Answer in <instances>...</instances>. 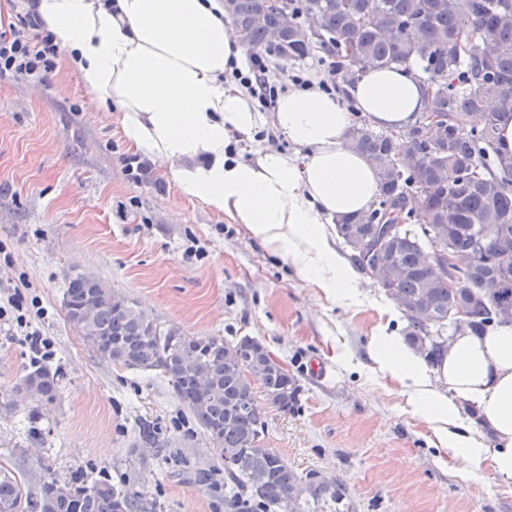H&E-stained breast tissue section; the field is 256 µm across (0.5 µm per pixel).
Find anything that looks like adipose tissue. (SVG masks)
<instances>
[{
  "label": "adipose tissue",
  "mask_w": 512,
  "mask_h": 512,
  "mask_svg": "<svg viewBox=\"0 0 512 512\" xmlns=\"http://www.w3.org/2000/svg\"><path fill=\"white\" fill-rule=\"evenodd\" d=\"M30 8L97 109L116 111L134 154L164 164L184 198L242 225L305 287L347 309L360 305L358 275L331 226L373 209L379 187L348 131L357 115L396 129L421 111L427 76L417 63H367L343 95L294 86L264 112L224 78L246 47L222 0H32ZM270 127L287 150L229 154L230 144ZM370 357L400 385L406 408L432 430L461 480L487 467L512 487V323L456 334L434 367L386 332L373 337ZM467 405L493 432V446L465 423Z\"/></svg>",
  "instance_id": "adipose-tissue-1"
}]
</instances>
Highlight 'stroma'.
Listing matches in <instances>:
<instances>
[{"label":"stroma","mask_w":512,"mask_h":512,"mask_svg":"<svg viewBox=\"0 0 512 512\" xmlns=\"http://www.w3.org/2000/svg\"><path fill=\"white\" fill-rule=\"evenodd\" d=\"M116 118L93 102L58 56L43 82L0 79V286L25 276V298L48 311L34 321L53 345L56 399L0 411V465L38 489L43 468L86 482L109 476L141 494L146 512H228L223 494L196 472L224 479V460L167 380L101 360L68 324L62 299L72 267L132 300L160 330L260 339L296 381L294 412L263 406V443L295 471L341 478L355 512H512V489L491 470L468 482L438 453L431 431L408 412L396 384L375 371L370 342L406 333L404 315L368 277L363 302L343 308L307 288L228 218L183 198L159 163L141 179ZM33 358L0 323V391ZM161 426L166 450L142 446V423Z\"/></svg>","instance_id":"1"}]
</instances>
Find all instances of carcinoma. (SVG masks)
I'll return each instance as SVG.
<instances>
[{"mask_svg":"<svg viewBox=\"0 0 512 512\" xmlns=\"http://www.w3.org/2000/svg\"><path fill=\"white\" fill-rule=\"evenodd\" d=\"M227 14L253 51L300 60L316 48L336 58L341 79L350 84L369 60L383 66L418 59L429 76L424 112L445 120L426 137L423 112L405 127L406 137L376 132L358 124L349 132L352 147L367 156L379 182V207L341 218L337 235L347 244L377 239L383 224H405L421 209L428 223L441 224L442 238L460 265L448 271L427 260L414 233L366 257L351 254L363 272L386 261L401 270L386 294L403 300L409 344L437 362L448 308L469 310L467 329L477 335L502 323L501 305L512 306V154L496 147L500 122L512 115V0H229ZM288 14L281 42L272 33ZM318 16L312 30L309 18ZM485 112L480 127L466 123L472 112ZM483 245H478V236ZM490 283L489 296L471 301L470 289ZM428 310L427 320L412 315ZM63 307L75 332L104 360L126 368L158 371L173 387L195 424L217 432L223 448L224 504L229 512H351L346 484L332 479L327 491L310 471L298 473L262 444L265 421L244 369L259 364V385L268 404L281 413L294 411L299 388L283 367L257 355L260 341L243 336L226 342L216 336H186L171 327L159 339L134 303L112 292L96 277L77 268L65 274ZM60 376L34 365L12 389L0 393V407H17L23 394L52 401ZM144 444L164 447L166 432L146 425ZM0 512H145L140 496L121 492L104 477L92 484L80 471L69 477L45 469L39 491L23 475L0 465Z\"/></svg>","mask_w":512,"mask_h":512,"instance_id":"obj_1","label":"carcinoma"}]
</instances>
